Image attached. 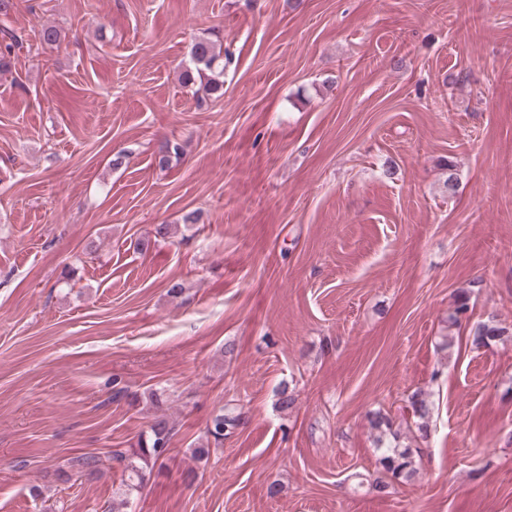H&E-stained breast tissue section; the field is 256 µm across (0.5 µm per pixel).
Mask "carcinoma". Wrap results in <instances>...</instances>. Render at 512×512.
<instances>
[{"label": "carcinoma", "mask_w": 512, "mask_h": 512, "mask_svg": "<svg viewBox=\"0 0 512 512\" xmlns=\"http://www.w3.org/2000/svg\"><path fill=\"white\" fill-rule=\"evenodd\" d=\"M192 66L182 72V82L185 86H198V90L213 95L222 90L223 83L219 77L224 75V49L214 41L206 38L195 39L190 47ZM469 310V297L461 293L456 302L453 313L448 318V328L459 325L461 317ZM507 333L503 327L481 325L471 336L472 344L486 346L490 342L502 338ZM411 407L415 417L418 418V430L425 434L428 429L430 407L427 396L422 391L415 392L411 397ZM241 414L219 411L212 416L207 427V436L217 444L224 441V436L236 429L241 423ZM371 428L378 431L376 447L382 451L380 463L384 470L395 475L407 478L414 473L412 451L399 445H391L384 440V436L391 432L389 418L380 411L373 413L369 419ZM172 425L164 413L154 417L151 424V437L140 440L137 447L127 451H117L110 456L122 469V485L127 491L140 489L146 481V473L163 462L169 455ZM104 465L102 458L92 455H80L68 462V467L58 469L54 473V480L63 483H75L84 478L97 476L102 472Z\"/></svg>", "instance_id": "carcinoma-1"}]
</instances>
